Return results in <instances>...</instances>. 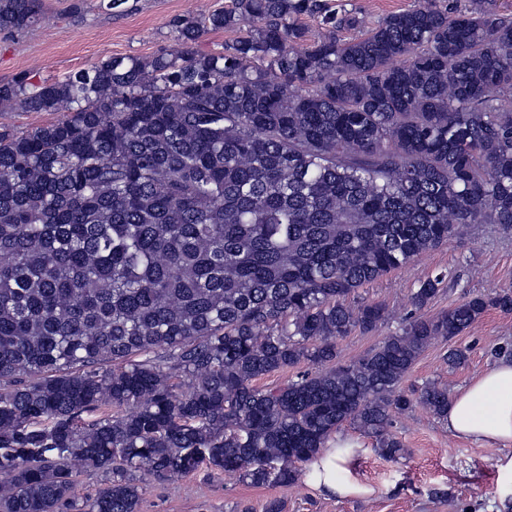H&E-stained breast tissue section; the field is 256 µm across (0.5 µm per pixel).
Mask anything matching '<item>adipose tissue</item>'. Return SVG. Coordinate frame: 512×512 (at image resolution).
Segmentation results:
<instances>
[{
	"instance_id": "ef3b65f1",
	"label": "adipose tissue",
	"mask_w": 512,
	"mask_h": 512,
	"mask_svg": "<svg viewBox=\"0 0 512 512\" xmlns=\"http://www.w3.org/2000/svg\"><path fill=\"white\" fill-rule=\"evenodd\" d=\"M451 435L486 445L512 444V358L497 361L460 388L448 403ZM340 459L335 445H328L310 465L315 486L327 493L358 495L365 488L356 483H337Z\"/></svg>"
}]
</instances>
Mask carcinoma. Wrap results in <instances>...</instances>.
<instances>
[{
  "instance_id": "cac0c4a2",
  "label": "carcinoma",
  "mask_w": 512,
  "mask_h": 512,
  "mask_svg": "<svg viewBox=\"0 0 512 512\" xmlns=\"http://www.w3.org/2000/svg\"><path fill=\"white\" fill-rule=\"evenodd\" d=\"M303 16L327 33L307 40ZM42 18L0 0V32ZM169 28L176 50L0 83L1 109L60 113L0 126V512H138L137 473L203 464L293 485L346 423L395 460V414L448 415L447 387L401 388L422 351L512 310L475 295L349 363L337 349L386 320L346 306L358 288L462 225L512 232L495 0H415L371 27L331 0H231ZM210 31L234 37L195 50ZM89 469L106 483L82 499Z\"/></svg>"
}]
</instances>
